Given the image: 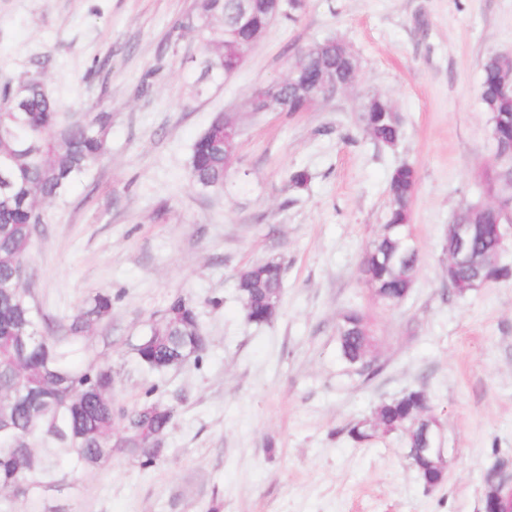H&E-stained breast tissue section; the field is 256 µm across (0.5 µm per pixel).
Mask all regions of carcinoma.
<instances>
[{
    "label": "carcinoma",
    "mask_w": 512,
    "mask_h": 512,
    "mask_svg": "<svg viewBox=\"0 0 512 512\" xmlns=\"http://www.w3.org/2000/svg\"><path fill=\"white\" fill-rule=\"evenodd\" d=\"M268 5V0H252L244 14L240 0H195L185 27L201 44L196 94H204L209 84L223 80L224 72L233 67L234 37L245 40L266 31ZM308 62L312 74L333 67L344 80L357 81L358 74L346 70L343 48L332 37L313 46ZM482 71L479 94L484 108L496 134L512 140V91L502 88V79L512 72V57L492 54ZM280 94L288 111H301V88L286 84ZM390 111L391 101L374 94L364 99L360 113L365 134L386 147L402 137L401 124ZM110 125L106 113L90 118L59 111L56 99L37 77H21L0 88V491L31 500L65 486L72 472L96 469L116 454L144 467L152 465L162 449L151 446V441L163 442L174 417V409L158 401L131 409L112 405V371L90 357L82 340L111 310L109 293H96L78 308L67 327L56 330L28 288L31 250L46 223L45 206L104 159ZM226 173L217 116L193 144L190 177L202 189L221 191ZM416 188L413 166L393 169L386 223L410 227ZM461 213L479 225L473 260L448 275V285L464 294L487 280L489 262L498 248V217L472 203L464 204ZM419 263V253L406 252L394 238L381 233L364 251L360 272L371 298L393 307L408 296ZM283 276V264L273 260L255 261L239 271L236 289L249 322L272 320L269 304L279 305ZM336 325L344 327L336 332L339 360L368 380L376 376L380 371L373 355L376 337L366 313L348 310ZM206 350L196 307L183 296L171 300L164 320L151 326L136 346L139 361L157 372ZM423 401L429 397L421 389L381 400L369 423L356 422L349 435L358 444L394 435L413 467L424 447V430L438 423L434 416L420 413ZM118 420L124 422V429L116 437L113 428ZM446 472V467L436 465L418 475L432 487L444 484Z\"/></svg>",
    "instance_id": "obj_1"
}]
</instances>
